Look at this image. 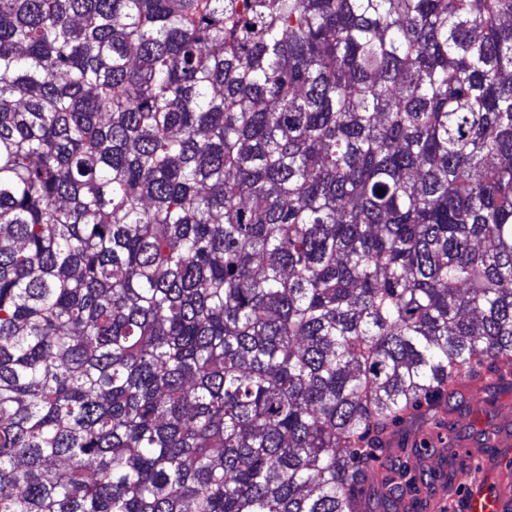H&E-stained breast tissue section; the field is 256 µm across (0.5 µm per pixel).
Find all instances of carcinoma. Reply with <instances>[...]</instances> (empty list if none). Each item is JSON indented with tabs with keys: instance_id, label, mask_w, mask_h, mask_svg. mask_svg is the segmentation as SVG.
I'll use <instances>...</instances> for the list:
<instances>
[{
	"instance_id": "obj_1",
	"label": "carcinoma",
	"mask_w": 512,
	"mask_h": 512,
	"mask_svg": "<svg viewBox=\"0 0 512 512\" xmlns=\"http://www.w3.org/2000/svg\"><path fill=\"white\" fill-rule=\"evenodd\" d=\"M512 377V0H0V512H366Z\"/></svg>"
}]
</instances>
